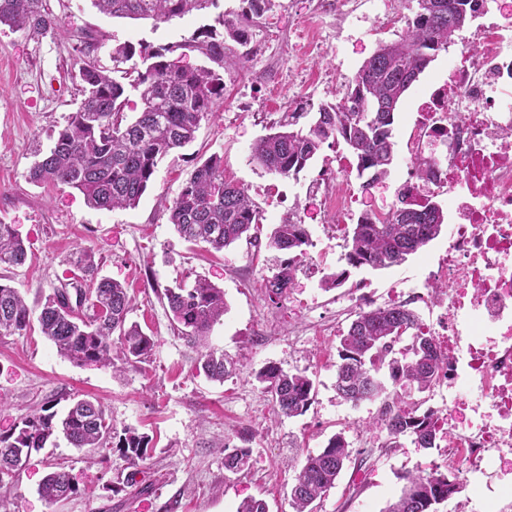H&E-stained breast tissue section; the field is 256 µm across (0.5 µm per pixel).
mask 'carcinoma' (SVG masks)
<instances>
[{
    "label": "carcinoma",
    "instance_id": "cac0c4a2",
    "mask_svg": "<svg viewBox=\"0 0 512 512\" xmlns=\"http://www.w3.org/2000/svg\"><path fill=\"white\" fill-rule=\"evenodd\" d=\"M110 18L152 19L169 22L216 5L217 0H93ZM247 7L238 18L219 15L216 25L201 31L182 48L205 57L212 66H187L171 58L173 49L123 43L112 49L119 64L140 57L143 68L125 70L117 79L100 69L93 52L95 38L87 34L76 47L74 65L83 87V99L60 129L49 153L28 171L34 183H54L79 190L95 209L134 207L146 192L158 164L173 150L195 140L201 122L215 116V105L224 98L219 70L242 68L248 62L244 50L250 42L253 19L268 0H242ZM471 0H417L418 10L405 33L383 44L363 62L346 95L336 103L318 106L305 102L288 113L279 130L261 136L252 147V159L266 172L282 178L297 176L326 142H344L352 151L357 176L367 177V189L387 177L394 160L392 125L394 112L408 89L435 58L448 50L454 36L475 15ZM0 24L38 35L59 34L57 18L46 0H0ZM223 31H218L217 27ZM137 92L140 109L129 120L125 115L127 89ZM309 118L307 125L299 120ZM260 212L247 189L224 180V162L211 156L198 165L169 207V221L179 237L192 244L205 243L220 251L243 239H252ZM445 216L431 195L415 197L401 187L398 205L384 215L366 206L347 240V264L386 269L402 264L438 237ZM267 246L294 252L280 261L265 280L271 301H281L295 287L298 256L311 246L304 224H277ZM26 242L12 224L0 223V268L25 264ZM79 272L72 289L56 288L45 298L37 317L40 332L60 356L77 365L114 366V359L135 364L148 359L155 347L153 336L128 321L135 297L122 283L98 277L95 255L81 250L73 261ZM164 296L177 330L201 345L198 368L213 381L223 382L232 372L224 354L207 347L211 327L227 312L224 290L197 277L165 289ZM32 310L20 292L0 282V336L22 335L31 328ZM419 317L405 306L362 309L342 333L337 347L336 393L358 403L378 398L397 406L381 420L391 436L389 447L404 436L414 437L419 448L438 446L439 437L430 414L418 415L398 408L405 391L426 392L443 370L436 339L418 327ZM409 343L401 357L392 358L393 344L402 335ZM388 364L391 385L379 371ZM263 393L279 415L304 414L313 400V382L302 373L278 366L265 367L256 375ZM62 433L75 448H88L105 459L117 451L136 467L148 456L149 440L136 431H117L103 405L77 399L65 417L55 420L47 409L24 417L7 435H0V484L16 478L22 465L14 448L45 447L55 433ZM346 441L331 437L326 446L308 453L290 488L293 512H314V504L335 486L349 458ZM404 484L382 512H435L434 506L459 491L448 475L423 469L400 476ZM40 496L57 503L77 494L78 486L64 470L49 473L39 486Z\"/></svg>",
    "mask_w": 512,
    "mask_h": 512
}]
</instances>
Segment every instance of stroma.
<instances>
[{"label": "stroma", "mask_w": 512, "mask_h": 512, "mask_svg": "<svg viewBox=\"0 0 512 512\" xmlns=\"http://www.w3.org/2000/svg\"><path fill=\"white\" fill-rule=\"evenodd\" d=\"M352 2L357 9L350 13L331 0H269L252 25L245 67L223 72L224 98L215 117L202 122L192 144L159 163L136 207L112 211L90 207L75 189L26 178L82 99L73 65L78 36H96L94 56L109 70L117 44L180 45L218 14L240 13L242 0H218L216 7L169 22L112 19L92 0H48L63 37L0 25V222L17 225L30 247L27 262L5 276L37 312L45 296L72 278L73 254L92 251L100 276L135 293L129 318L156 341L146 362L111 368L74 365L36 329L0 336V434L43 408L65 415L75 397L85 396L104 405L116 428L135 429L151 441L138 482L130 486L131 467L119 454L102 463L56 434L32 451L13 484L0 486V512H237L252 497L264 499L269 512H291L288 490L306 455L335 435L345 439L351 456L316 512H382L398 494L401 474L447 468L440 449L417 448L412 437L390 447L387 430L376 423L381 400L355 406L336 394L339 336L355 317L345 295L361 288L383 303L391 288L421 279L428 262L447 248V234L401 265L355 269L341 287L324 289L320 277L309 280L305 272L315 265L323 275L345 269L337 242L352 227L324 218L307 189L335 175L349 157L346 146H323L295 178L269 174L251 158L255 141L298 103L339 101L363 62L380 44L397 40L417 10V0H404L399 22L385 27L386 0ZM463 45L459 38L439 52L405 93L395 113L390 174L368 194L360 190L361 179H353L355 209L370 197L380 207L392 204L411 179L404 150L418 101L447 76L449 59ZM212 155L223 159L225 179L245 187L259 207V245L241 241L214 252L185 243L170 224L174 198L197 163ZM291 214L302 219L312 244L297 263L296 288L275 303L264 281L284 255L269 250L265 239ZM199 275L223 289L228 305L208 338L237 367L221 383L197 371L200 349L174 331L164 296L165 288ZM270 364L312 380L314 399L303 415H276L256 379ZM234 446L250 452L248 466L238 471L224 466ZM58 469L71 474L79 491L51 504L38 486ZM457 480L458 493L437 512H491L485 479L462 472Z\"/></svg>", "instance_id": "1"}]
</instances>
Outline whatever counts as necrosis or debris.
<instances>
[{
	"instance_id": "4bbe7bcc",
	"label": "necrosis or debris",
	"mask_w": 512,
	"mask_h": 512,
	"mask_svg": "<svg viewBox=\"0 0 512 512\" xmlns=\"http://www.w3.org/2000/svg\"><path fill=\"white\" fill-rule=\"evenodd\" d=\"M512 9L480 24L459 63L418 106L410 161L415 186L448 196V247L436 278L446 292L401 290L393 305L434 302L448 401L435 415L449 463L512 470Z\"/></svg>"
}]
</instances>
